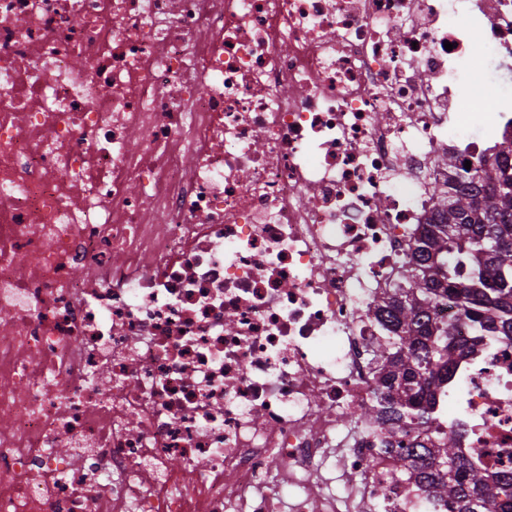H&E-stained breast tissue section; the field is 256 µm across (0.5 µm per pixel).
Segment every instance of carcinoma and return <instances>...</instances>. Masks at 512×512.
<instances>
[{"instance_id": "1", "label": "carcinoma", "mask_w": 512, "mask_h": 512, "mask_svg": "<svg viewBox=\"0 0 512 512\" xmlns=\"http://www.w3.org/2000/svg\"><path fill=\"white\" fill-rule=\"evenodd\" d=\"M511 156L512 143L490 166L466 169L446 160L448 192L437 193L433 223L416 240L411 288L397 294L389 311L391 352L379 368L375 401L358 415L377 428L393 423L379 438L394 460L393 478H415L432 491L435 506L454 512H486L499 493L502 512H512V474H484L458 453L451 433L442 448H395L390 438L432 425L429 396L449 380L460 349L452 328L433 321L434 305L455 304L477 342L512 339Z\"/></svg>"}]
</instances>
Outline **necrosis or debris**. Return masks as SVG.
I'll list each match as a JSON object with an SVG mask.
<instances>
[{"label":"necrosis or debris","instance_id":"necrosis-or-debris-1","mask_svg":"<svg viewBox=\"0 0 512 512\" xmlns=\"http://www.w3.org/2000/svg\"><path fill=\"white\" fill-rule=\"evenodd\" d=\"M512 0H0V512H430L365 433ZM437 392L512 464V341ZM456 406H448L449 393Z\"/></svg>","mask_w":512,"mask_h":512}]
</instances>
